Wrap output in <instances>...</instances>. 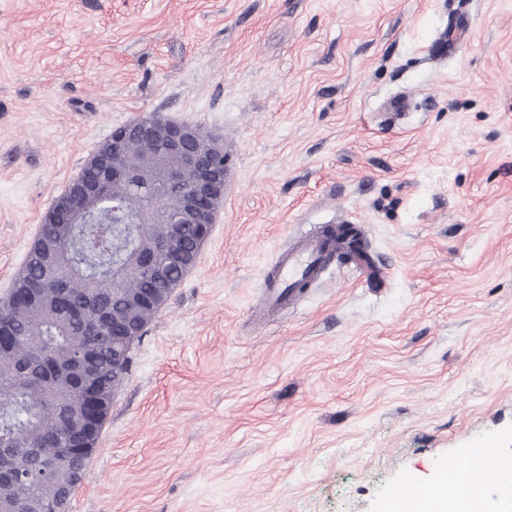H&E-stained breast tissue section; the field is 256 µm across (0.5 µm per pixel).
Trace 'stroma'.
Returning a JSON list of instances; mask_svg holds the SVG:
<instances>
[{"mask_svg": "<svg viewBox=\"0 0 512 512\" xmlns=\"http://www.w3.org/2000/svg\"><path fill=\"white\" fill-rule=\"evenodd\" d=\"M153 114L215 136L228 188L70 512H387L512 449V0H0V298ZM342 222L377 283L336 261L259 317L289 240Z\"/></svg>", "mask_w": 512, "mask_h": 512, "instance_id": "1", "label": "stroma"}]
</instances>
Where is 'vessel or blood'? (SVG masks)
Listing matches in <instances>:
<instances>
[{
  "label": "vessel or blood",
  "mask_w": 512,
  "mask_h": 512,
  "mask_svg": "<svg viewBox=\"0 0 512 512\" xmlns=\"http://www.w3.org/2000/svg\"><path fill=\"white\" fill-rule=\"evenodd\" d=\"M341 244L340 228H315L295 236L276 257L264 279L262 295L269 309L283 312L292 307L305 288L315 285L326 273L329 261ZM496 452L491 448L471 449L468 456H451L443 465L449 486L473 491L469 481L475 469L494 471Z\"/></svg>",
  "instance_id": "vessel-or-blood-1"
}]
</instances>
